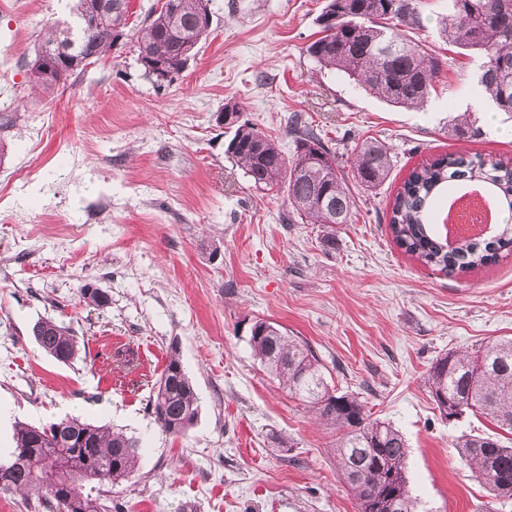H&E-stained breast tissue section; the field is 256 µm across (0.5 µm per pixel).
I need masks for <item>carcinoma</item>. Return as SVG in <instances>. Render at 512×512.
Wrapping results in <instances>:
<instances>
[{
    "label": "carcinoma",
    "instance_id": "carcinoma-1",
    "mask_svg": "<svg viewBox=\"0 0 512 512\" xmlns=\"http://www.w3.org/2000/svg\"><path fill=\"white\" fill-rule=\"evenodd\" d=\"M128 2L72 0L74 23L93 18L97 25L91 31L49 28L28 63L31 88L53 94L87 66V57L98 59L109 52L114 40L107 29L126 16ZM208 4L163 0L149 10L144 27L135 34L137 60L148 77H155L158 65L171 79L186 68L210 33V26L201 21ZM321 17L323 36L307 47L317 66L393 107H423L440 71L439 57L407 40L400 29L420 24V0H326ZM442 35L482 57L477 85L499 111L512 114V0H453ZM224 128L231 133L226 153L249 182L257 189H285L289 220L322 224L333 232L336 225L351 222L355 199L336 154L300 116L288 121L295 142L289 159L246 120ZM454 131L482 135L469 115L457 119ZM391 168L390 152L379 142L365 143L354 154L353 176L365 189L381 186ZM450 182L458 188L479 186L497 206L512 211V165L448 153L413 168L399 186L389 220L394 240L420 263L453 275L494 262L499 251L512 246V225L497 227L492 241L481 236L448 246L434 222L433 201ZM82 295L97 308L110 302L98 288L85 287ZM32 335L57 361L74 358L75 336L54 320L36 322ZM249 342L256 359L291 397L319 421L343 430L337 468L354 493L358 512H390L394 501L402 505L401 512H416L408 488L409 448L400 431L390 423L369 420L359 396L333 389L310 345L277 324L256 321ZM430 379L432 397L444 417L482 416L512 434V339L448 352L433 363ZM150 407L169 434H184L193 426L198 397L178 358H169L155 382ZM58 425L71 430L75 441L64 445L46 434L51 424L17 430L8 460L0 462V493L40 490L42 496L33 505L37 512H112L102 493L133 475L138 441L79 418L62 419ZM458 453L493 499L512 497V447L495 436H473L459 445Z\"/></svg>",
    "mask_w": 512,
    "mask_h": 512
}]
</instances>
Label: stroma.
<instances>
[{
    "instance_id": "stroma-1",
    "label": "stroma",
    "mask_w": 512,
    "mask_h": 512,
    "mask_svg": "<svg viewBox=\"0 0 512 512\" xmlns=\"http://www.w3.org/2000/svg\"><path fill=\"white\" fill-rule=\"evenodd\" d=\"M325 3L210 0L211 33L173 82L146 76L126 38L44 98L29 90L28 64L43 27L68 11L61 0H0L1 449L17 426L73 416L139 441L135 473L109 489L114 512H357L336 469L340 430L314 424L253 355L263 319L305 339L329 384L400 430L418 512H512V498L492 500L458 455L494 426L446 419L429 382L448 351L512 337V252L447 276L389 230L410 170L445 153L512 158V120L498 114L478 137L452 130L453 112L479 103L482 63L442 37L452 0H422L408 31L442 61L418 111L318 71L306 48ZM230 99L285 156L298 112L343 170L363 141L384 143L390 176L372 191L351 184L355 218L334 236L285 221V193L255 189L225 152L216 114ZM48 222L73 230L68 248L38 232ZM86 285L109 304L87 306ZM43 318L74 332L70 362L36 343ZM173 356L199 397L180 436L147 406Z\"/></svg>"
}]
</instances>
